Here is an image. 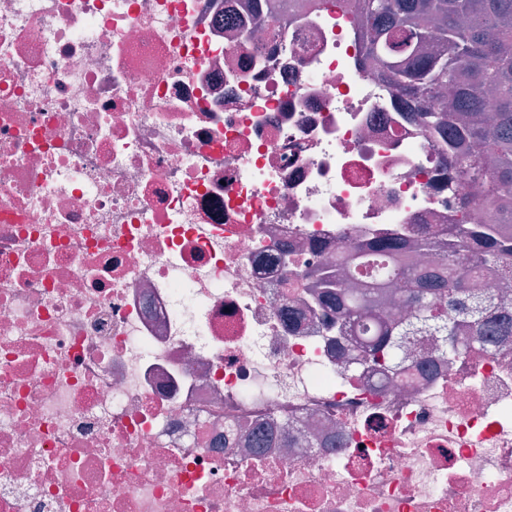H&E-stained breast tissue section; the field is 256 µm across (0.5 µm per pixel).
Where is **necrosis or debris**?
<instances>
[{
  "label": "necrosis or debris",
  "mask_w": 512,
  "mask_h": 512,
  "mask_svg": "<svg viewBox=\"0 0 512 512\" xmlns=\"http://www.w3.org/2000/svg\"><path fill=\"white\" fill-rule=\"evenodd\" d=\"M252 3L0 0V512H512V336L383 387L302 279L482 204L355 0Z\"/></svg>",
  "instance_id": "necrosis-or-debris-1"
}]
</instances>
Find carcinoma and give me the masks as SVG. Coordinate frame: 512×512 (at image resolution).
Wrapping results in <instances>:
<instances>
[{"label":"carcinoma","instance_id":"carcinoma-1","mask_svg":"<svg viewBox=\"0 0 512 512\" xmlns=\"http://www.w3.org/2000/svg\"><path fill=\"white\" fill-rule=\"evenodd\" d=\"M255 2L254 16L287 18L285 0ZM358 11L366 59L407 106L451 98L456 121L432 111L417 118L490 213L486 223L447 224L403 244L382 238L347 248L308 274L312 287L336 302L349 362L375 367L391 383L408 377L403 344L410 334L443 336L451 360L512 336L503 296L470 287L476 273L489 269L512 289V0H358ZM415 253L428 261L414 264ZM379 264L386 277L369 273L364 289L350 287L353 272ZM391 280L402 286L411 317L380 313Z\"/></svg>","mask_w":512,"mask_h":512}]
</instances>
